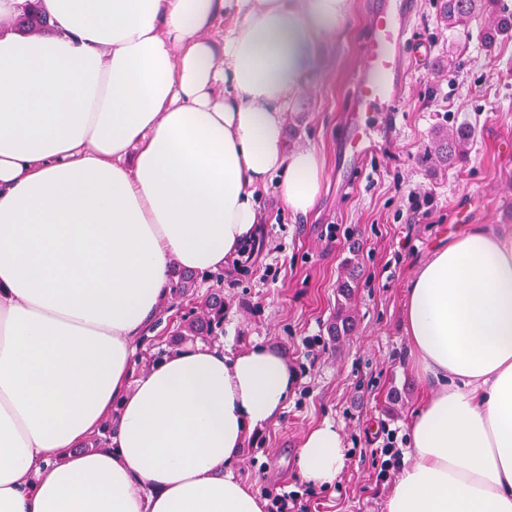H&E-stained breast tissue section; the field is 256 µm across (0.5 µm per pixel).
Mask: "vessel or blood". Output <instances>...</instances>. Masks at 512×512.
I'll return each instance as SVG.
<instances>
[{
	"label": "vessel or blood",
	"instance_id": "1",
	"mask_svg": "<svg viewBox=\"0 0 512 512\" xmlns=\"http://www.w3.org/2000/svg\"><path fill=\"white\" fill-rule=\"evenodd\" d=\"M416 10V0H375L373 4L372 35L363 50L364 63L350 76L352 109L346 146L339 153L343 168L362 167L400 129V104L407 86L403 49Z\"/></svg>",
	"mask_w": 512,
	"mask_h": 512
}]
</instances>
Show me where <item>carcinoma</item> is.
Returning <instances> with one entry per match:
<instances>
[{"label": "carcinoma", "mask_w": 512, "mask_h": 512, "mask_svg": "<svg viewBox=\"0 0 512 512\" xmlns=\"http://www.w3.org/2000/svg\"><path fill=\"white\" fill-rule=\"evenodd\" d=\"M438 20L451 32H470L472 23L483 21L477 28V39L485 50H492L500 41L512 37V8L504 0H437ZM22 32L50 29L47 17L40 14L31 0H26L16 23ZM472 130L468 124L451 127L440 125L434 128L426 152V160L435 165L463 164L467 162L472 146ZM207 277L192 270L172 265L168 282V296L161 312L178 306L189 308L173 324L166 347L146 353L140 360L149 367L167 352L187 339L215 341L224 335V293L213 289L206 296L198 294L201 281ZM353 327L352 317L340 310L331 325L334 336H345Z\"/></svg>", "instance_id": "1"}]
</instances>
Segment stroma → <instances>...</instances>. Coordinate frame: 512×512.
Returning <instances> with one entry per match:
<instances>
[{
    "instance_id": "obj_1",
    "label": "stroma",
    "mask_w": 512,
    "mask_h": 512,
    "mask_svg": "<svg viewBox=\"0 0 512 512\" xmlns=\"http://www.w3.org/2000/svg\"><path fill=\"white\" fill-rule=\"evenodd\" d=\"M372 2L351 0L288 111V149H316L324 162L315 209L291 212L278 180L268 181L256 237L227 260L221 283L200 285L224 291V344L263 342L284 354L297 375L284 411L249 438L239 477L257 492L269 484L296 489L306 431L326 418L342 431L344 468L334 485L316 489L309 512H385L398 472L381 473L379 449L390 431L396 448H404L408 421L424 400L402 330L413 272L469 225L512 230V158L505 156L512 148V39L485 52L476 38L441 28L435 0H417L396 141L364 161L367 178L346 182L338 174L343 115L352 103L348 77L362 62ZM455 43L464 49L461 63L434 74L436 58ZM447 122L471 126V153L465 166L433 169L423 155L433 129ZM414 189L430 197L417 212ZM349 261L357 278L345 297L338 283ZM342 305L354 326L334 336L330 325Z\"/></svg>"
}]
</instances>
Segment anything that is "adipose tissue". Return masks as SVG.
Segmentation results:
<instances>
[{
  "label": "adipose tissue",
  "mask_w": 512,
  "mask_h": 512,
  "mask_svg": "<svg viewBox=\"0 0 512 512\" xmlns=\"http://www.w3.org/2000/svg\"><path fill=\"white\" fill-rule=\"evenodd\" d=\"M349 2L38 0L54 34L0 33V512H264L234 465L294 391L287 358L135 363L171 263L223 270L274 175L315 207L322 160L284 129ZM403 331L426 398L385 512H512V232L434 249ZM344 464L332 420L305 434L306 483Z\"/></svg>",
  "instance_id": "1"
}]
</instances>
